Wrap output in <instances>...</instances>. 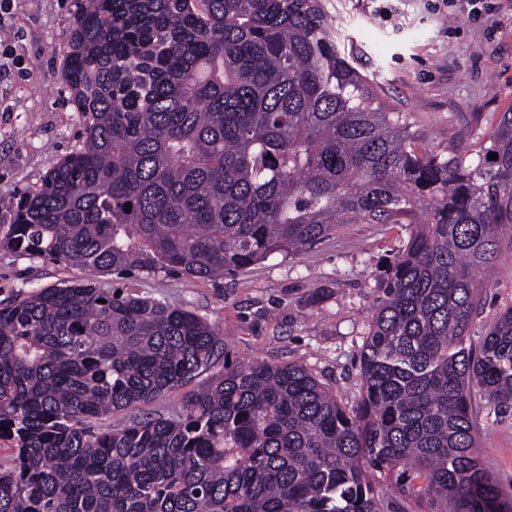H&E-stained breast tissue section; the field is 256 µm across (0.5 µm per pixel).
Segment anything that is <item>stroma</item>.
<instances>
[{
    "label": "stroma",
    "instance_id": "35a3bbf8",
    "mask_svg": "<svg viewBox=\"0 0 512 512\" xmlns=\"http://www.w3.org/2000/svg\"><path fill=\"white\" fill-rule=\"evenodd\" d=\"M81 0H10L0 14V231L12 197L39 188L83 136L63 79V51ZM469 16L466 0H327L359 68L423 146L475 147L512 110V0ZM407 238L401 224H348L299 255H275L215 279L132 268L106 276L220 327L231 362H298L354 406L359 356L383 265ZM88 271L0 249V303L88 278ZM481 306L468 329L477 343L512 306V232L499 237L490 269L479 270ZM472 417L492 480L512 495V412L477 397Z\"/></svg>",
    "mask_w": 512,
    "mask_h": 512
}]
</instances>
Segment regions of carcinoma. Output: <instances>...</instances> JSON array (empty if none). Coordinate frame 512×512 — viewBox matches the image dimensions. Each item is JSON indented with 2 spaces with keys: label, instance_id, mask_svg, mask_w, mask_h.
Returning <instances> with one entry per match:
<instances>
[{
  "label": "carcinoma",
  "instance_id": "obj_1",
  "mask_svg": "<svg viewBox=\"0 0 512 512\" xmlns=\"http://www.w3.org/2000/svg\"><path fill=\"white\" fill-rule=\"evenodd\" d=\"M343 41L325 0L81 4L63 77L83 140L0 247L205 279L347 224L408 236L350 409L300 363H226L175 414L114 428L225 360L220 330L95 280L0 306V512H382L396 472L423 512H512L470 413L512 410V307L464 345L512 227V111L470 154L424 149Z\"/></svg>",
  "mask_w": 512,
  "mask_h": 512
}]
</instances>
